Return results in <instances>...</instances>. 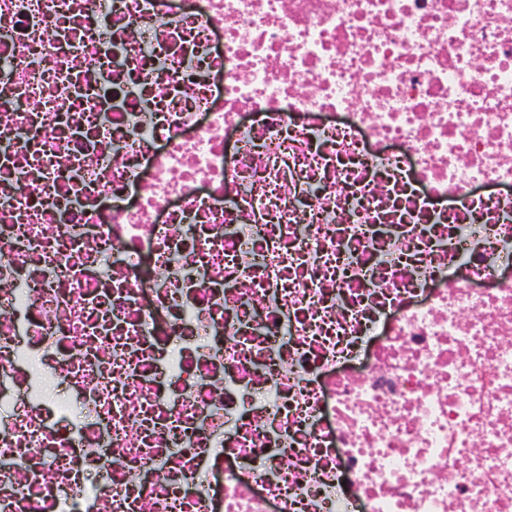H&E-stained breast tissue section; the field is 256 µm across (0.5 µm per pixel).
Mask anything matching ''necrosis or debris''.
Here are the masks:
<instances>
[{
	"label": "necrosis or debris",
	"mask_w": 512,
	"mask_h": 512,
	"mask_svg": "<svg viewBox=\"0 0 512 512\" xmlns=\"http://www.w3.org/2000/svg\"><path fill=\"white\" fill-rule=\"evenodd\" d=\"M0 512H512V0H0Z\"/></svg>",
	"instance_id": "4bbe7bcc"
}]
</instances>
